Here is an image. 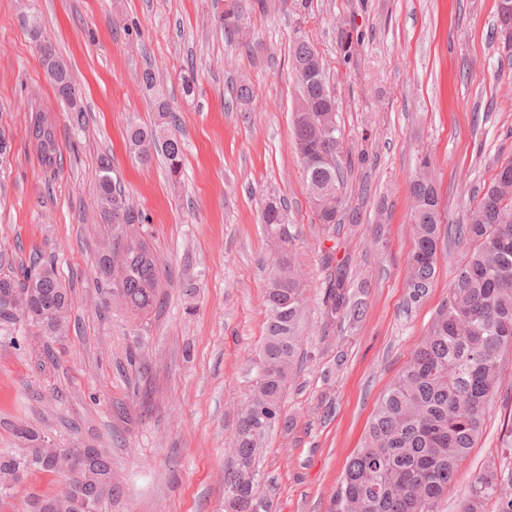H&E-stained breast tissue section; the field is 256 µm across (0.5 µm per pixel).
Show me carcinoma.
<instances>
[{
	"instance_id": "carcinoma-1",
	"label": "carcinoma",
	"mask_w": 512,
	"mask_h": 512,
	"mask_svg": "<svg viewBox=\"0 0 512 512\" xmlns=\"http://www.w3.org/2000/svg\"><path fill=\"white\" fill-rule=\"evenodd\" d=\"M246 0L224 12V33L239 31ZM57 95L81 111L76 81L60 67L56 49L36 20L25 24ZM292 65L300 86L299 104L307 109L293 117V149L298 156L318 223L340 224L344 163L336 162L342 142L336 124V97L326 79L322 58L302 34L292 43ZM140 83L158 114L150 126L129 130L130 149L144 161L155 152L167 161L172 180L181 172L183 143L172 132L175 116L155 73L146 69ZM41 164H60L57 128L37 112L27 126ZM431 160L420 159L411 182L414 247L407 265V304L419 303L431 288L441 239L442 212L431 178ZM97 206L104 233L99 240L97 272L134 318H145L163 306L165 268L136 225L142 213L125 207V194L112 177V161H98ZM260 223L277 244L266 279L268 321L259 373L241 407L236 453L226 470L224 499L236 512H268L252 478L267 433L286 422L283 396L301 355L304 284L293 252L295 233L285 206L270 198ZM448 231L466 249L457 261L448 299L437 310L398 377L378 401L362 448L348 462L329 512H434L436 501L454 482L461 462L481 433L483 418L500 380V362L512 350V160L501 164L489 183L473 192L460 224ZM326 271L321 316L325 322L354 323L364 316L361 293L352 290L347 264L335 248L323 254ZM72 298L53 264L35 253L28 264L0 273V324L23 321L48 339L68 335ZM30 446L23 453L0 454V471H42L66 482L62 493L34 498L29 512H103L112 502V466L93 446H76L70 454L81 470L71 478L56 467L57 449L48 437L30 429L19 432ZM499 501L498 512H512V433L502 439L499 459L491 460L471 486L462 512H483L485 501Z\"/></svg>"
}]
</instances>
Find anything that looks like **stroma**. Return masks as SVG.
Instances as JSON below:
<instances>
[{
	"label": "stroma",
	"mask_w": 512,
	"mask_h": 512,
	"mask_svg": "<svg viewBox=\"0 0 512 512\" xmlns=\"http://www.w3.org/2000/svg\"><path fill=\"white\" fill-rule=\"evenodd\" d=\"M228 0H0V271L39 248L73 305L68 336L45 345L23 323L0 327V452L27 427L57 447L86 442L112 460L106 512H224V469L238 410L252 392L265 336L273 254L260 223L284 199L307 284L304 359L284 395L287 426L266 437L259 490L271 512H328L375 407L403 369L454 275L461 244L442 241L426 297L406 309L414 242L410 181L430 154L445 223L512 158V56L498 0H251L238 37L220 19ZM33 17L74 75L81 112L56 96L23 20ZM322 56L337 100L345 173L341 225L317 224L292 147L298 85L295 33ZM153 69L179 117L182 173L140 161L127 132L154 122L139 77ZM193 93L185 95V79ZM249 85L238 107L232 89ZM51 113L61 163L45 169L26 128ZM145 215L166 265V304L130 318L96 278L100 155ZM336 245L367 303L361 321L325 324L323 250ZM483 432L435 512H459L512 430V352ZM62 477L32 472L0 512L53 496Z\"/></svg>",
	"instance_id": "35a3bbf8"
}]
</instances>
